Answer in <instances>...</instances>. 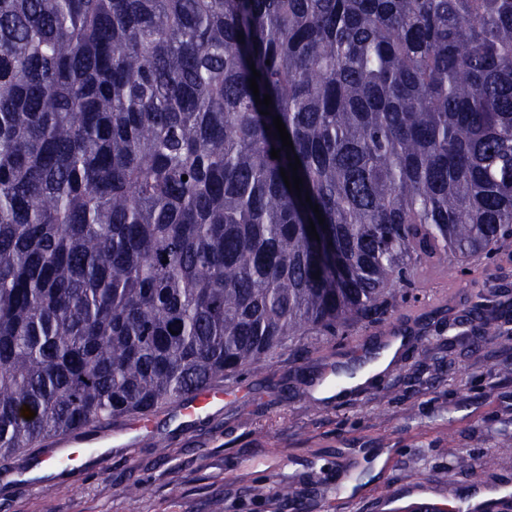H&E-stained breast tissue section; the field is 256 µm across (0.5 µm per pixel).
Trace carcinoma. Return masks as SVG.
I'll use <instances>...</instances> for the list:
<instances>
[{
	"instance_id": "1",
	"label": "carcinoma",
	"mask_w": 512,
	"mask_h": 512,
	"mask_svg": "<svg viewBox=\"0 0 512 512\" xmlns=\"http://www.w3.org/2000/svg\"><path fill=\"white\" fill-rule=\"evenodd\" d=\"M511 245L512 0H0V458L379 325L389 283Z\"/></svg>"
}]
</instances>
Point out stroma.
Masks as SVG:
<instances>
[{
  "label": "stroma",
  "instance_id": "1",
  "mask_svg": "<svg viewBox=\"0 0 512 512\" xmlns=\"http://www.w3.org/2000/svg\"><path fill=\"white\" fill-rule=\"evenodd\" d=\"M464 276L512 286V248L416 278L415 299L386 327ZM372 330L297 337L209 415L170 407L132 446L81 468L44 474L40 461L0 459V512H393L481 487L505 492L490 512H512V335L478 350L462 336H416L371 386L339 395L309 385L330 366L354 365L353 342ZM285 487L293 497L281 496Z\"/></svg>",
  "mask_w": 512,
  "mask_h": 512
}]
</instances>
